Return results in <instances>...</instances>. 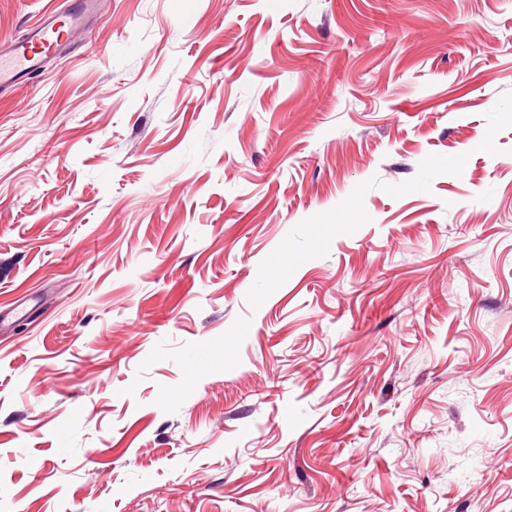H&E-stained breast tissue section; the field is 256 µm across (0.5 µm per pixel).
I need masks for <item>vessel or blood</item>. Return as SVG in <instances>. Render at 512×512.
<instances>
[{
  "instance_id": "1",
  "label": "vessel or blood",
  "mask_w": 512,
  "mask_h": 512,
  "mask_svg": "<svg viewBox=\"0 0 512 512\" xmlns=\"http://www.w3.org/2000/svg\"><path fill=\"white\" fill-rule=\"evenodd\" d=\"M82 20L81 12L55 9L45 13L23 39L0 47V89L22 84L30 74L66 47L72 29Z\"/></svg>"
}]
</instances>
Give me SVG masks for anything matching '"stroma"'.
I'll return each mask as SVG.
<instances>
[{"instance_id": "35a3bbf8", "label": "stroma", "mask_w": 512, "mask_h": 512, "mask_svg": "<svg viewBox=\"0 0 512 512\" xmlns=\"http://www.w3.org/2000/svg\"><path fill=\"white\" fill-rule=\"evenodd\" d=\"M0 512H512V0H98L0 93Z\"/></svg>"}]
</instances>
